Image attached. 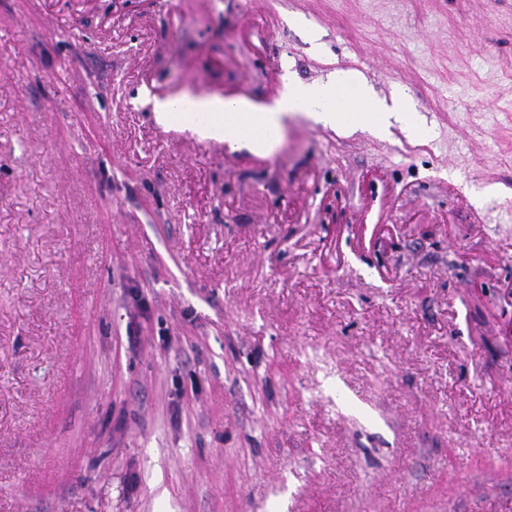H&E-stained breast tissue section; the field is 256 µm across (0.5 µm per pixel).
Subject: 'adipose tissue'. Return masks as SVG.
<instances>
[{
	"mask_svg": "<svg viewBox=\"0 0 512 512\" xmlns=\"http://www.w3.org/2000/svg\"><path fill=\"white\" fill-rule=\"evenodd\" d=\"M340 91L351 93L359 107L370 109L369 126L380 130L396 121L407 131H415L405 96H395L388 102L376 99L352 73L336 74L324 84L288 80L282 96L262 109L255 108L245 98L190 95L156 101L154 112L161 125L180 122L188 125L200 138L220 139L232 149L245 146L269 154L290 114L300 112L314 123L338 126L342 113L336 109L333 98Z\"/></svg>",
	"mask_w": 512,
	"mask_h": 512,
	"instance_id": "ef3b65f1",
	"label": "adipose tissue"
}]
</instances>
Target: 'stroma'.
I'll use <instances>...</instances> for the list:
<instances>
[{"label": "stroma", "instance_id": "stroma-1", "mask_svg": "<svg viewBox=\"0 0 512 512\" xmlns=\"http://www.w3.org/2000/svg\"><path fill=\"white\" fill-rule=\"evenodd\" d=\"M511 284L512 0H0V512H512ZM339 91L350 92L353 101L369 108L371 116L364 121L381 130L394 120L407 131L416 132L417 126L410 120L409 104L405 96L397 95L390 104L373 97L369 88L352 73L335 74L324 84H304L288 79L282 96L263 109L254 107L246 98L224 99L219 96H184L157 100L155 118L163 126L171 122L188 125L202 139L224 140L234 150L246 146L252 150L272 153L277 135L284 127L289 114L303 113L315 124L339 126L343 112H349L358 120L367 112H359L351 106L348 97L339 95L336 104L333 97ZM205 118V120H203Z\"/></svg>", "mask_w": 512, "mask_h": 512}]
</instances>
